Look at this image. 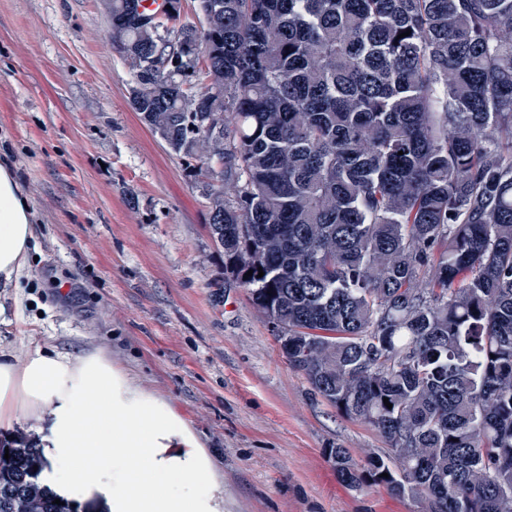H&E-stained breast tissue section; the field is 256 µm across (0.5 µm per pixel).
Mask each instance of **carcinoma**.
<instances>
[{
    "label": "carcinoma",
    "instance_id": "1",
    "mask_svg": "<svg viewBox=\"0 0 512 512\" xmlns=\"http://www.w3.org/2000/svg\"><path fill=\"white\" fill-rule=\"evenodd\" d=\"M129 5L109 36L136 62L133 110L190 171L217 158L242 183L232 202L208 188L224 272L313 392L389 448L362 467L331 449L339 480L512 512V0H206L200 32L166 0L203 86L181 52L153 66ZM44 466L21 433L0 447V512H76Z\"/></svg>",
    "mask_w": 512,
    "mask_h": 512
}]
</instances>
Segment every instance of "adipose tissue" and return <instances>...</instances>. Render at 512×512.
<instances>
[{"mask_svg":"<svg viewBox=\"0 0 512 512\" xmlns=\"http://www.w3.org/2000/svg\"><path fill=\"white\" fill-rule=\"evenodd\" d=\"M31 209L0 161V288L19 287ZM37 422L42 480L109 512H224L217 465L181 416L102 354L0 352V429Z\"/></svg>","mask_w":512,"mask_h":512,"instance_id":"obj_1","label":"adipose tissue"}]
</instances>
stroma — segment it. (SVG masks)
<instances>
[{
    "label": "stroma",
    "mask_w": 512,
    "mask_h": 512,
    "mask_svg": "<svg viewBox=\"0 0 512 512\" xmlns=\"http://www.w3.org/2000/svg\"><path fill=\"white\" fill-rule=\"evenodd\" d=\"M100 0H0V157L35 235L20 289L0 290V348L104 353L172 406L220 464L224 512H419L330 458L387 455L283 357L230 284L206 187L129 102L131 60Z\"/></svg>",
    "instance_id": "1"
}]
</instances>
